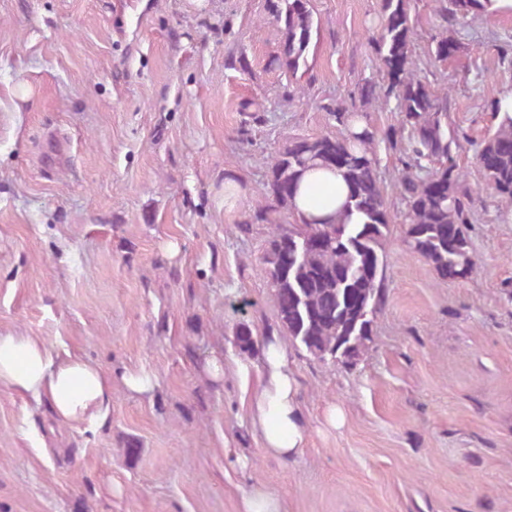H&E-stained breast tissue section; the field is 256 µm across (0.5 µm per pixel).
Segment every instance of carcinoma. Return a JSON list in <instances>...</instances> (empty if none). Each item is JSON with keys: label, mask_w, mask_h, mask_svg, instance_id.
I'll return each mask as SVG.
<instances>
[{"label": "carcinoma", "mask_w": 512, "mask_h": 512, "mask_svg": "<svg viewBox=\"0 0 512 512\" xmlns=\"http://www.w3.org/2000/svg\"><path fill=\"white\" fill-rule=\"evenodd\" d=\"M443 17L474 18L490 0H437ZM280 35L279 68L292 78L308 71L318 36L310 0H267ZM410 0H381L376 54L393 69L384 96L394 98L408 136L398 188L406 202L404 243L444 279L468 277L476 266L464 224L462 189L448 137V95L422 78L412 57ZM342 131L288 142L269 166V195L254 220L274 225L262 264L277 301L282 327L323 362L350 365L373 342V323L385 302L384 243L390 224L373 151L376 132L357 128L358 115L336 109ZM491 188L512 198V117L505 116L478 152ZM339 173L348 189L336 221L311 224L291 208L305 172Z\"/></svg>", "instance_id": "carcinoma-1"}]
</instances>
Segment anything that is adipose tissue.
<instances>
[{
  "label": "adipose tissue",
  "instance_id": "obj_1",
  "mask_svg": "<svg viewBox=\"0 0 512 512\" xmlns=\"http://www.w3.org/2000/svg\"><path fill=\"white\" fill-rule=\"evenodd\" d=\"M346 194L340 175L311 171L304 176L294 205L307 219L327 222ZM264 366L266 383L253 406L254 421L267 448L290 458L299 454L305 437L296 381L278 343L268 345ZM0 388L47 403L58 422L92 425L108 407L112 380L88 361L60 356L35 337L7 332L0 333Z\"/></svg>",
  "mask_w": 512,
  "mask_h": 512
}]
</instances>
